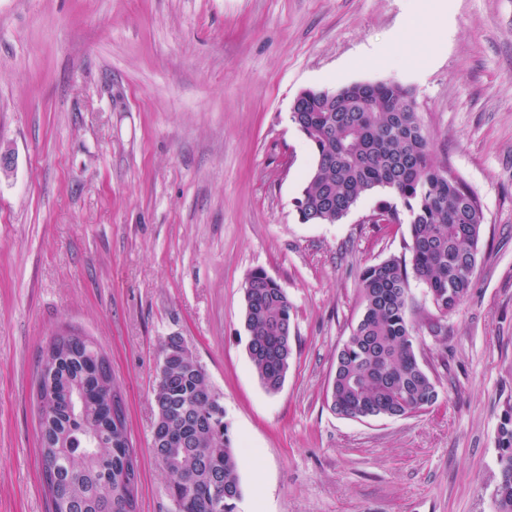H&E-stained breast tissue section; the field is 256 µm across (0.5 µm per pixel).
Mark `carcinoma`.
Segmentation results:
<instances>
[{
  "mask_svg": "<svg viewBox=\"0 0 512 512\" xmlns=\"http://www.w3.org/2000/svg\"><path fill=\"white\" fill-rule=\"evenodd\" d=\"M290 120L313 148L315 166L297 198L303 224H335L375 191L395 195L376 213L399 224L407 212L409 255L365 267L358 282L361 313L336 351L329 408L337 415L400 418L439 400L435 380L416 357L420 328L408 317L411 283L420 282L434 308L447 315L467 297L486 218L469 185L433 158L432 143L412 92L397 81L309 88L293 100ZM247 351L264 389L277 393L293 355V307L264 270L243 284ZM66 350H43L36 397L42 476L49 512H129L139 460L127 422L116 427L117 385L106 356L78 332L61 337ZM207 371L172 359L153 391L155 418L168 440L153 447L169 476L174 512H236L241 495L238 458L224 404ZM500 481L495 512H512V414L497 432ZM224 482L223 510L212 484Z\"/></svg>",
  "mask_w": 512,
  "mask_h": 512,
  "instance_id": "cac0c4a2",
  "label": "carcinoma"
}]
</instances>
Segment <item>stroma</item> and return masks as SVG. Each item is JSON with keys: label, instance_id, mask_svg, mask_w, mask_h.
Segmentation results:
<instances>
[{"label": "stroma", "instance_id": "obj_1", "mask_svg": "<svg viewBox=\"0 0 512 512\" xmlns=\"http://www.w3.org/2000/svg\"><path fill=\"white\" fill-rule=\"evenodd\" d=\"M418 14L431 30L410 27ZM391 78L486 222L447 318L412 286L413 322L443 326L416 349L438 403L360 420L326 391L359 274L401 254L408 226L370 223L384 191L300 223L315 157L290 108L306 88ZM0 153V512H47L33 384L64 328L112 363L141 512H173L152 442L175 335L223 396L236 512H494L512 411V0H0ZM257 269L294 307L275 394L243 327Z\"/></svg>", "mask_w": 512, "mask_h": 512}]
</instances>
